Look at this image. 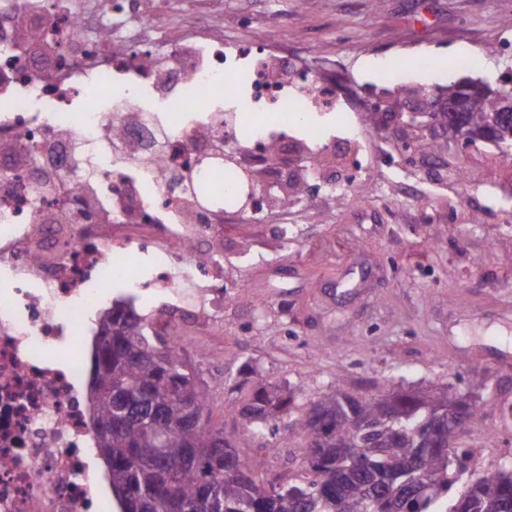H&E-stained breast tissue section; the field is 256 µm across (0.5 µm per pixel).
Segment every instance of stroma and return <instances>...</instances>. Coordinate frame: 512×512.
I'll use <instances>...</instances> for the list:
<instances>
[{
  "mask_svg": "<svg viewBox=\"0 0 512 512\" xmlns=\"http://www.w3.org/2000/svg\"><path fill=\"white\" fill-rule=\"evenodd\" d=\"M151 35L180 40L193 26L216 27L229 46L260 36L278 60L314 65L354 102L363 171L345 195L306 190L264 221L225 218L208 229L200 253L224 266V312L196 332L187 351L209 387L210 421L232 429L257 384L294 394L296 410L336 383L364 399L383 389L432 385L474 395L493 422L512 399V369L496 365L484 335L512 315V156L479 142L454 160L470 179L433 184L398 166L397 153L364 112L396 86L468 78L461 56L488 55L482 76L512 61V0H153ZM429 58L431 70L420 67ZM479 223H472V215ZM355 283L352 294L338 288ZM113 273L89 313L97 330L113 300L129 298L154 315L173 296L135 288ZM482 375L486 387L473 391ZM258 484L302 479V440L274 456L246 451Z\"/></svg>",
  "mask_w": 512,
  "mask_h": 512,
  "instance_id": "35a3bbf8",
  "label": "stroma"
}]
</instances>
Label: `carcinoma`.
Here are the masks:
<instances>
[{"label": "carcinoma", "instance_id": "cac0c4a2", "mask_svg": "<svg viewBox=\"0 0 512 512\" xmlns=\"http://www.w3.org/2000/svg\"><path fill=\"white\" fill-rule=\"evenodd\" d=\"M460 94L455 82L439 86ZM435 85L400 86V97L429 98ZM465 122L480 129L497 111L490 88L472 87ZM225 174L245 181L224 162ZM93 428L95 448L110 463L109 482L120 512H512V467L469 473L472 450L459 444L464 422L482 415L468 396L419 386L359 400L341 384L307 411H293L288 391L259 386L240 412L242 431L211 426L209 388L200 372L125 302L99 326ZM270 435L281 447L307 444L311 479L268 488L256 483L240 453ZM452 444L453 456L435 447Z\"/></svg>", "mask_w": 512, "mask_h": 512}]
</instances>
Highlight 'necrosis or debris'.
Returning <instances> with one entry per match:
<instances>
[{
	"instance_id": "4bbe7bcc",
	"label": "necrosis or debris",
	"mask_w": 512,
	"mask_h": 512,
	"mask_svg": "<svg viewBox=\"0 0 512 512\" xmlns=\"http://www.w3.org/2000/svg\"><path fill=\"white\" fill-rule=\"evenodd\" d=\"M123 3L12 0L0 13V275L13 282L0 289V512L103 508L80 333L130 248L153 255L152 285L165 291L198 267L182 250L190 229L223 223L225 196L199 215L173 190L180 171L215 149L224 103L213 88L245 64L249 107L301 115L349 106L343 95L323 96L311 70L272 79L259 45L230 47L215 31L172 45L142 39L152 13ZM30 25L41 28V45L15 58ZM117 41L127 56L113 54ZM143 52L150 64H138ZM188 81L190 99L181 93ZM95 85L108 93L90 106L85 93ZM47 171L91 191L98 209L80 224H36L31 198Z\"/></svg>"
}]
</instances>
